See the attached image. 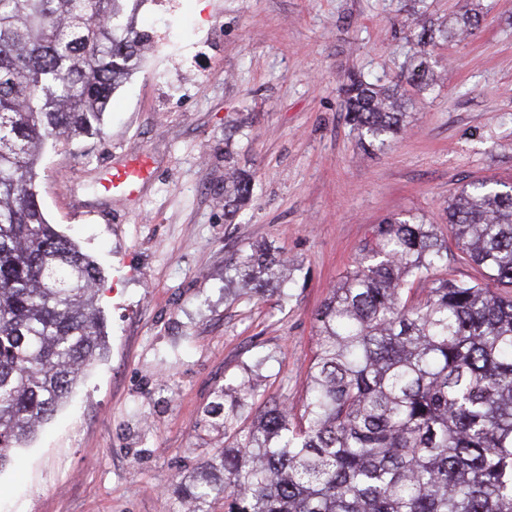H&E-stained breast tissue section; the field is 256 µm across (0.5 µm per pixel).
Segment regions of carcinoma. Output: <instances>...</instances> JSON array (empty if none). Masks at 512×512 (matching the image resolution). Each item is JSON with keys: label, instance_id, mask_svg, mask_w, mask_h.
<instances>
[{"label": "carcinoma", "instance_id": "cac0c4a2", "mask_svg": "<svg viewBox=\"0 0 512 512\" xmlns=\"http://www.w3.org/2000/svg\"><path fill=\"white\" fill-rule=\"evenodd\" d=\"M125 0H0V468L68 398L104 347L101 271L50 224L37 165L47 143L100 133L112 94L144 54L123 22ZM422 48L463 40L480 15L445 28L412 0ZM406 83L437 74L416 56ZM341 91L360 145L381 149L406 129L400 84L347 75ZM226 168L224 214L252 194ZM448 230L488 279L512 287V186L480 181L448 201ZM439 225L389 217L316 314L318 343L302 413L256 404L250 377L224 385L208 410L233 442L182 489L191 512H512V298L438 275ZM267 247L238 257L234 276L257 292L285 281ZM426 298L413 302L415 285Z\"/></svg>", "mask_w": 512, "mask_h": 512}]
</instances>
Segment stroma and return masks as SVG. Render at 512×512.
<instances>
[{
  "label": "stroma",
  "mask_w": 512,
  "mask_h": 512,
  "mask_svg": "<svg viewBox=\"0 0 512 512\" xmlns=\"http://www.w3.org/2000/svg\"><path fill=\"white\" fill-rule=\"evenodd\" d=\"M178 2L128 0L166 43L114 92L100 135L37 167L48 221L104 276L106 349L0 469V512H184L177 486L224 446L205 417L216 392L253 375L257 405L299 404L315 315L377 225H441L463 185L512 183V0H426L441 25L475 3L483 18L433 50L442 82L411 92L409 129L370 153L341 82H397L409 0ZM141 153L138 190L103 197L108 168ZM228 160L253 177L231 219ZM258 244L287 259V282L227 287L226 265Z\"/></svg>",
  "instance_id": "obj_1"
}]
</instances>
